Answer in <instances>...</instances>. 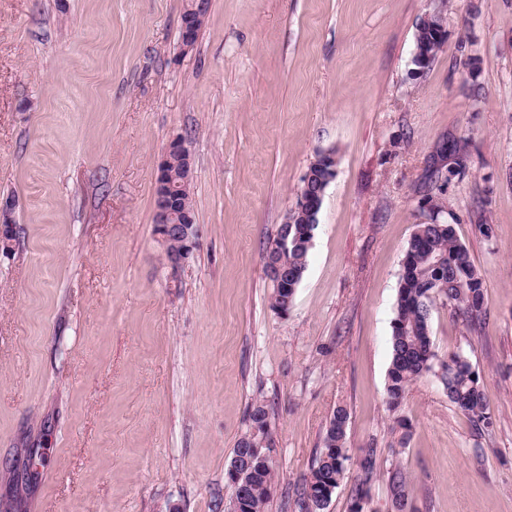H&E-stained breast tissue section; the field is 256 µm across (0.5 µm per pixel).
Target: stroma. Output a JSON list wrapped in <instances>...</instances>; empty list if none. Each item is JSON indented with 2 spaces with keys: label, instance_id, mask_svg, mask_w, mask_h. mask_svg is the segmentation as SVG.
Here are the masks:
<instances>
[{
  "label": "stroma",
  "instance_id": "obj_1",
  "mask_svg": "<svg viewBox=\"0 0 512 512\" xmlns=\"http://www.w3.org/2000/svg\"><path fill=\"white\" fill-rule=\"evenodd\" d=\"M184 5L0 0V198L17 231L0 251V512H224L257 400L275 423L265 512H284L339 406L350 455L379 450L369 512H388L396 466L414 512H512V0H210L186 54ZM434 12L447 40L415 78ZM176 137L199 236L174 274L153 215ZM453 137L470 170L434 211L418 188ZM327 150L337 175L283 318L262 253ZM446 222L487 308L472 332L436 307L432 339L479 370L482 434L433 375L386 404L404 252ZM434 24L435 22L428 24L421 19L416 28L415 48L421 49L420 55L423 56V65L426 69L429 68L437 52L441 49V46L433 47V33L430 27ZM428 53L429 56H425ZM387 489L390 502H405L410 504L412 486L409 477L395 467L387 472Z\"/></svg>",
  "mask_w": 512,
  "mask_h": 512
}]
</instances>
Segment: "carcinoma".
<instances>
[{"label":"carcinoma","mask_w":512,"mask_h":512,"mask_svg":"<svg viewBox=\"0 0 512 512\" xmlns=\"http://www.w3.org/2000/svg\"><path fill=\"white\" fill-rule=\"evenodd\" d=\"M430 24L417 25L415 47L421 49L424 68H429L440 47L433 46ZM440 160L452 158L448 166L432 169L427 176L422 202L434 210L436 192L442 185L463 179L468 172L467 156L459 141L452 139L437 150ZM307 212L295 216L292 233L299 234L297 244L289 246L285 255L288 284L273 286L271 307L281 317L288 315L293 303L295 281L303 280L311 245L305 231ZM484 272L475 264L468 248L457 238L454 225L418 224L408 242L401 263L398 291L392 319L391 361L387 372L386 403L397 409L410 386L418 379L433 374L439 377L448 399L475 425L490 428L494 421L488 395L480 372L468 354L460 349L440 356L431 337V314L436 304L448 307L453 316L470 330L477 331L486 312ZM349 413L338 407L329 418L322 447L316 449L309 474L304 477L294 501V512H324L332 494L344 479L350 460L345 447ZM268 406L251 403L247 427L235 444L234 454L253 457L247 487L238 488L231 471L225 473V484L231 496L240 502L239 512H263L274 490L275 462L270 455L274 440ZM377 449L363 448L357 460L359 481L351 491L349 512H359L358 505L369 495L370 483L376 473ZM390 501L410 503L412 486L409 477L395 467L387 472Z\"/></svg>","instance_id":"cac0c4a2"}]
</instances>
